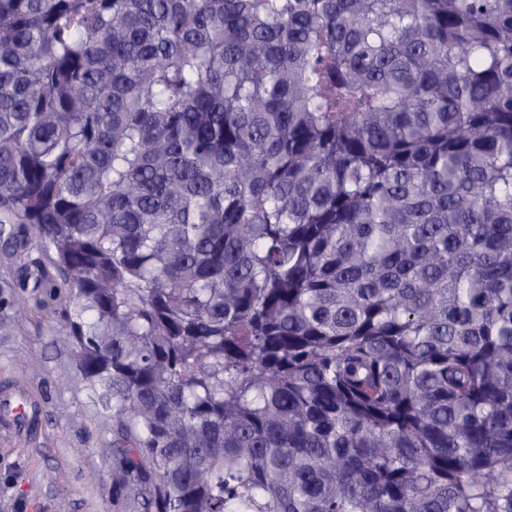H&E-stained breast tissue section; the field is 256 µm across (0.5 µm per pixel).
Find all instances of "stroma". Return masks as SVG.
<instances>
[{
    "label": "stroma",
    "mask_w": 512,
    "mask_h": 512,
    "mask_svg": "<svg viewBox=\"0 0 512 512\" xmlns=\"http://www.w3.org/2000/svg\"><path fill=\"white\" fill-rule=\"evenodd\" d=\"M0 248V401L39 407L37 425H0V512H123L112 500V460L99 449L112 438V417L87 395L61 324L45 311L64 310L69 294L47 288L18 310L10 283L28 259Z\"/></svg>",
    "instance_id": "1"
}]
</instances>
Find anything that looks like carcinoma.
<instances>
[{
	"instance_id": "cac0c4a2",
	"label": "carcinoma",
	"mask_w": 512,
	"mask_h": 512,
	"mask_svg": "<svg viewBox=\"0 0 512 512\" xmlns=\"http://www.w3.org/2000/svg\"><path fill=\"white\" fill-rule=\"evenodd\" d=\"M0 238L116 502L512 512V0H0Z\"/></svg>"
}]
</instances>
